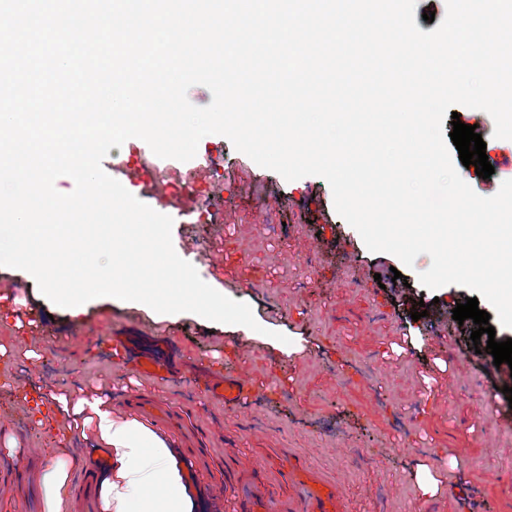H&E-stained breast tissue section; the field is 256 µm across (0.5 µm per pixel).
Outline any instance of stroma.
I'll return each mask as SVG.
<instances>
[{"label": "stroma", "mask_w": 512, "mask_h": 512, "mask_svg": "<svg viewBox=\"0 0 512 512\" xmlns=\"http://www.w3.org/2000/svg\"><path fill=\"white\" fill-rule=\"evenodd\" d=\"M457 112L486 144L495 172L478 189L492 196L512 180V140L494 137L488 113ZM157 161L149 151L133 162L124 145L102 165L118 167L132 195L172 217L176 253L211 287L248 304L259 327L110 297L75 315L28 272L0 266V345L13 351L0 358V428L19 443L17 455L0 454V512H41L40 474L56 442L29 401L39 386L108 393L124 412L134 399L154 398L186 413L194 435L177 445L210 512H240L252 483L265 488L269 512H294L303 489L281 470L291 458L335 487L344 512H512V403L503 391L512 377L469 348L473 321L452 318L469 289L424 287L428 255L408 268L369 251L335 211L325 179L285 180L224 136L203 137L191 162L147 179ZM190 170L196 191L186 213L165 197ZM418 303L427 315L415 321ZM169 343L168 374L142 376L134 353ZM229 365L258 387L238 406L205 387ZM452 458L468 474L463 494L418 499L416 463Z\"/></svg>", "instance_id": "35a3bbf8"}]
</instances>
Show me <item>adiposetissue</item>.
Returning a JSON list of instances; mask_svg holds the SVG:
<instances>
[{
  "label": "adipose tissue",
  "instance_id": "obj_1",
  "mask_svg": "<svg viewBox=\"0 0 512 512\" xmlns=\"http://www.w3.org/2000/svg\"><path fill=\"white\" fill-rule=\"evenodd\" d=\"M39 403L44 423L86 441L81 463L95 465L98 451H106L97 477L98 512H199L202 495L173 437L150 421L116 412L108 395L49 389ZM77 463L62 447L47 459L40 475L42 512H69ZM414 479L421 498L430 499L446 485L462 487L467 474L452 459L444 470L419 463Z\"/></svg>",
  "mask_w": 512,
  "mask_h": 512
}]
</instances>
